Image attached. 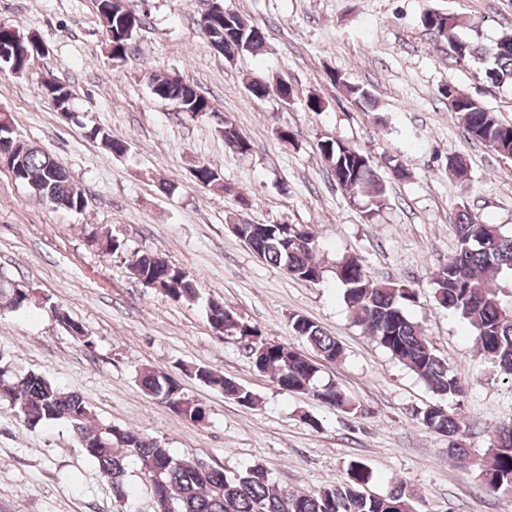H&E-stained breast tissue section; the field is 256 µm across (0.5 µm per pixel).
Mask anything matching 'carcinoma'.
<instances>
[{"instance_id": "carcinoma-1", "label": "carcinoma", "mask_w": 512, "mask_h": 512, "mask_svg": "<svg viewBox=\"0 0 512 512\" xmlns=\"http://www.w3.org/2000/svg\"><path fill=\"white\" fill-rule=\"evenodd\" d=\"M96 11L107 44L118 43L117 50L125 58L132 55L137 34L146 23V12L137 11L138 25L129 30L121 9L109 0H101ZM421 24L448 43L457 61H480L475 78L491 86L512 85V35L484 45L459 34L463 21L457 16L437 10L424 12ZM200 25L210 46H219L217 53L227 60L243 54L257 56L264 51V37H254L257 26L235 12L227 13L223 20L205 13ZM331 81L355 101H371L363 86L348 82L341 74H332ZM150 86L155 99L176 103L179 111L191 119L214 113L209 99L184 80L172 83L167 76L154 74ZM446 90L454 97L452 108L460 116L468 139L512 159V123L503 122L482 100L459 87L449 84ZM221 124L225 146L238 154L248 153L251 144L237 126L227 118L221 119ZM88 135L100 140L113 154L124 155L128 151V142L112 135L110 130L96 126L88 130ZM318 149L338 187L349 194L368 196L367 218L386 205L385 186L365 150L338 137L320 141ZM198 171L203 186L232 192V188L224 185L222 171L213 164L203 162ZM14 175L35 196L56 208L78 212L84 206V200L75 194L78 187L66 167L27 141L17 143ZM227 223L230 231L261 261L296 280L316 282L323 278L324 267L315 258L316 240L311 227L236 224L231 217ZM455 228L459 248L448 263L433 273L434 298L441 307L460 313L468 321L476 331L479 355L512 380V291H507V283L512 282V235L504 234L496 224L484 223L466 209L458 212ZM127 264L135 280L166 298L175 302L198 298L196 279L160 255L134 251L127 256ZM334 274L352 321L368 329L392 359L440 398V402L419 412L420 423L448 437V458L478 471L487 493L512 502V426L495 432L484 458L472 456L463 438V423L442 404L447 398L464 394L461 379L447 360L437 355L422 325L409 315V308L417 299L416 289L374 281L353 255L337 262ZM0 297L7 298L11 307L19 308L29 294L0 278ZM54 317L79 332L76 340L86 346L93 344L91 336L63 309L54 308ZM207 318L215 334L235 336L245 342L254 368L271 374L280 390L305 393L336 410L358 413L359 406L336 385L319 382L318 360L335 361L342 356L343 349L335 337L314 321L299 314L289 318L291 331L313 351L307 356L290 343L263 338L256 327L244 323L220 302L208 303ZM190 377L219 387L224 396L243 406L258 402L251 389L217 375L206 366L193 367ZM138 381L145 393L173 411L197 424L205 421V407L189 398L181 386L171 387L170 376L145 370ZM0 399L8 401L16 416L30 427L59 420L68 422L78 442L84 445L86 456L98 466L120 499H126L127 458H136L149 479L155 512H417L415 498L401 483L385 494L373 492V472L359 460L348 463L342 483L298 492L279 488L260 463L228 475L201 458L179 459L161 442L139 432L119 427L114 434L109 425L91 426L92 411L84 399L39 372L28 371L9 380L0 371Z\"/></svg>"}]
</instances>
